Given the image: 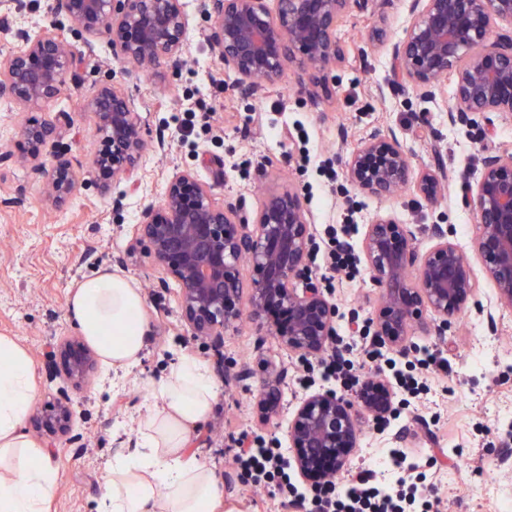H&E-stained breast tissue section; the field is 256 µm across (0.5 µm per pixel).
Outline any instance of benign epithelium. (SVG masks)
I'll list each match as a JSON object with an SVG mask.
<instances>
[{
	"instance_id": "obj_1",
	"label": "benign epithelium",
	"mask_w": 512,
	"mask_h": 512,
	"mask_svg": "<svg viewBox=\"0 0 512 512\" xmlns=\"http://www.w3.org/2000/svg\"><path fill=\"white\" fill-rule=\"evenodd\" d=\"M351 0H206L210 20L206 40L224 67L239 76V89L253 94L277 83L285 67H309V93L330 97L328 70L342 63L347 46L336 35ZM54 10L89 37L104 31L118 60H145L178 67L188 43L183 0H55ZM18 47L0 57V97L28 109H42L66 85H78L75 55L51 29L33 34L13 30ZM396 86L410 87L435 99L442 79L454 78L448 123L469 125L474 116L498 112L512 118V0H412L404 35L391 46ZM95 117L97 150L93 166L102 189L129 180L137 170L144 130L128 95L102 83L84 99ZM72 128L70 113L26 120L18 129L17 154L5 159L41 166L47 147ZM52 202L64 205L77 181L66 154L55 156L47 171ZM346 176L357 190L390 197L401 188L427 201L445 191L448 173L441 166L415 174L410 157L392 134H369L346 162ZM462 205L477 218L474 251L493 282L501 305L512 307V148L495 150L482 161L478 177L466 182ZM434 244L419 255L416 233L407 224L381 218L368 225L361 249L371 279L382 288L373 319L377 345L404 350L416 324L440 333L478 292L467 255L448 241L438 224L427 229ZM135 243L153 258L178 287L181 317L195 336L216 344L243 318L260 320L278 311L275 335L303 357L325 349L335 336L336 304L312 276L313 246L308 214L300 193L291 187L266 193L257 210L220 204L211 186L190 170L175 173L163 202L147 209L137 225ZM251 268L249 309L240 305L242 262ZM416 270L411 282L408 272ZM439 322L429 324L424 313ZM60 374L75 388L95 373L94 351L80 337L62 339L53 351ZM282 376L259 386L265 412L276 406ZM358 400L373 419L392 410V392L381 380L365 378ZM71 397L65 390L32 416L49 436L71 428ZM297 449V472L327 485L343 469L348 449L356 447L352 404L333 390H318L297 406L288 425Z\"/></svg>"
}]
</instances>
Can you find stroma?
I'll return each instance as SVG.
<instances>
[{
  "mask_svg": "<svg viewBox=\"0 0 512 512\" xmlns=\"http://www.w3.org/2000/svg\"><path fill=\"white\" fill-rule=\"evenodd\" d=\"M183 2L189 22L183 66L174 73L163 65L144 75L113 57L107 34L89 40L78 33L55 13L53 0H13L14 25L55 29L78 56L80 86L33 116L70 113L73 128L66 141L79 187L58 208L47 197L44 173L18 163L0 167V336L13 338L30 354L38 408L68 385L46 354L54 342L80 333L66 309L75 283L107 268L124 272L143 292L148 325L137 367L109 379L95 372L71 391L68 433L50 437L25 424L59 473L48 512H97L107 461L135 448L139 422L152 406L147 385L166 378L179 355L206 362L216 385L212 409L187 446L218 481L224 494L218 512H306L299 504L281 507L269 488L253 486L231 461L244 431L269 447L287 445L288 420L306 395L299 385L306 360L282 346L265 321L243 322L225 334L220 348L193 336L180 321L173 291L160 286L161 268L135 244L143 211L161 202L174 172L194 171L213 187L217 202L242 199L250 211L259 206L263 188L298 190L314 235L309 269L327 286L342 335L352 323H370L380 303L368 271L351 279L321 260L331 245L328 228L342 222L345 208L359 212L363 227L391 217L418 229L419 252L431 247L423 229L433 224L447 231L449 241L471 250L477 218L460 203L463 180L478 175L486 151L512 146L510 118L485 113L470 126L449 124L452 84L435 100L415 90L389 91V45L403 35L410 0L350 6L337 27L349 54L328 73L336 93L315 102L306 93V75L295 65L276 84L242 94L236 75L204 38L202 0ZM106 81L129 94L146 129L132 180L107 191L98 186L92 164L95 117L83 108L85 96ZM188 96L197 102L190 113L182 106ZM374 131L395 134L415 172L443 161L449 184L438 203L410 191L377 198L349 184L345 161ZM117 197L122 206L116 210ZM471 267L480 284L476 301L443 335H412L405 355L412 361L419 348H438L448 361L446 372L432 376L429 394L408 406L394 404L385 421L375 422L356 408L359 436L340 481L364 468L385 470L387 449L405 448L425 460L442 512H506L512 502V310L498 305L480 260L472 259ZM242 364L251 367L252 379L241 382L225 374V367ZM281 370L286 376L279 404L262 414L258 379Z\"/></svg>",
  "mask_w": 512,
  "mask_h": 512,
  "instance_id": "1",
  "label": "stroma"
}]
</instances>
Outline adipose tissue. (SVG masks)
<instances>
[{"label": "adipose tissue", "mask_w": 512, "mask_h": 512, "mask_svg": "<svg viewBox=\"0 0 512 512\" xmlns=\"http://www.w3.org/2000/svg\"><path fill=\"white\" fill-rule=\"evenodd\" d=\"M136 281L106 269L75 284L67 313L105 369L136 366L147 324ZM157 409L143 421L138 445L113 458L98 512H216L223 493L213 473L186 446L208 416L215 384L207 365L176 357L169 375L150 384ZM35 397L34 365L15 340L0 336V512H46L58 473L24 422Z\"/></svg>", "instance_id": "1"}]
</instances>
